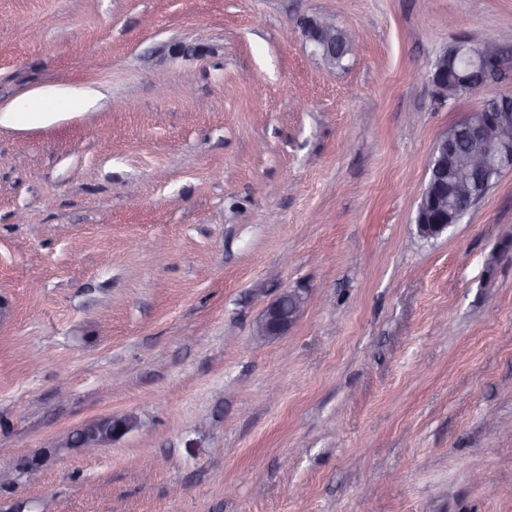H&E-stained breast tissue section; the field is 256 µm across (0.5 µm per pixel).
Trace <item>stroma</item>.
Segmentation results:
<instances>
[{
	"label": "stroma",
	"instance_id": "1",
	"mask_svg": "<svg viewBox=\"0 0 512 512\" xmlns=\"http://www.w3.org/2000/svg\"><path fill=\"white\" fill-rule=\"evenodd\" d=\"M509 30L512 0H0V113L98 94L0 123V467L43 460L0 512H512V172L416 225L436 142L512 91L439 102L433 64ZM304 26V33L312 40L316 41L317 45L322 50V57L328 63H332L336 59V64H331L339 68L344 67V59L351 54L350 48L347 45V52L344 56H336V37L342 38L345 42L351 43L352 52L355 51L356 38L350 33L342 32V34L336 36V25L327 17L316 16V18H310L307 20ZM90 100V93L80 90L46 89L31 93L17 99L9 111L5 112V119L12 121L30 122L40 114H46L47 103L57 101L69 106L86 104ZM307 297L296 290H286L271 301L257 323L256 333L262 337H278L286 334L300 318ZM136 427L138 423L131 415L103 416L73 430L66 440L65 447L96 453L110 447L118 437Z\"/></svg>",
	"mask_w": 512,
	"mask_h": 512
}]
</instances>
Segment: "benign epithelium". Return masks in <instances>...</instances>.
Instances as JSON below:
<instances>
[{
    "label": "benign epithelium",
    "mask_w": 512,
    "mask_h": 512,
    "mask_svg": "<svg viewBox=\"0 0 512 512\" xmlns=\"http://www.w3.org/2000/svg\"><path fill=\"white\" fill-rule=\"evenodd\" d=\"M304 33L317 42L322 57L329 63L336 59V38L356 47L355 36L346 32L336 34V25L324 16L308 19ZM454 59L467 61L468 70L450 77L448 64ZM486 60L502 70L512 66V58L503 56L502 46L497 43L487 42L475 51L469 42H458L450 53L438 59L432 71L435 98L445 102L458 98L463 92L483 88L492 76L484 65ZM428 168L430 177L421 195L416 223L423 235L436 236L457 223L479 200L473 195V182L481 181L487 185L494 176L512 171V113L485 112L452 136L442 138L433 149ZM307 304V297L299 291L282 292L266 306L256 326L257 335L278 337L286 334ZM136 427L138 423L131 415L103 416L73 430L65 447L96 453Z\"/></svg>",
    "instance_id": "obj_1"
}]
</instances>
